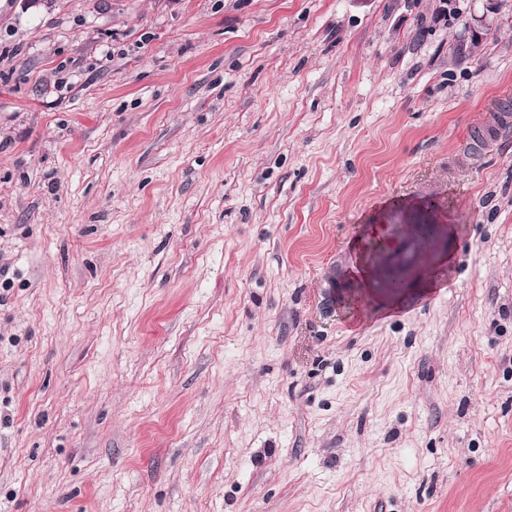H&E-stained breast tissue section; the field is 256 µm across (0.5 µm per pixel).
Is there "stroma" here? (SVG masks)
I'll list each match as a JSON object with an SVG mask.
<instances>
[{
    "label": "stroma",
    "instance_id": "stroma-1",
    "mask_svg": "<svg viewBox=\"0 0 512 512\" xmlns=\"http://www.w3.org/2000/svg\"><path fill=\"white\" fill-rule=\"evenodd\" d=\"M504 99L512 0H0V512H512Z\"/></svg>",
    "mask_w": 512,
    "mask_h": 512
}]
</instances>
